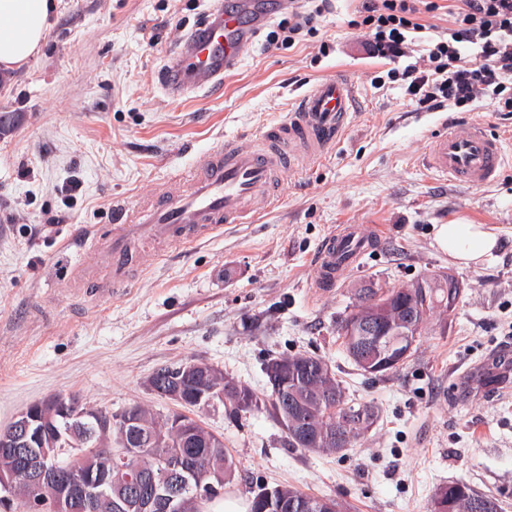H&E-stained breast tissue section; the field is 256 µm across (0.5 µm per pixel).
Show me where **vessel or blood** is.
Segmentation results:
<instances>
[{
	"mask_svg": "<svg viewBox=\"0 0 512 512\" xmlns=\"http://www.w3.org/2000/svg\"><path fill=\"white\" fill-rule=\"evenodd\" d=\"M263 21L255 0H215L204 20L183 37L163 75L173 98L207 92L241 62V51ZM357 104L345 76L318 82L304 91L284 120L265 125L246 141L207 151L185 187L158 192L144 207L115 210L117 231L99 247L113 288L124 287L143 266L158 259L160 244L192 245L227 224L254 220L260 207L280 199L284 175L321 160L336 145ZM506 160L504 140L479 122L452 124L431 137L423 164L441 181L474 187L493 182ZM377 239L354 224L340 226L321 244L316 288L334 287L339 275L374 249ZM98 267H78L76 282H93Z\"/></svg>",
	"mask_w": 512,
	"mask_h": 512,
	"instance_id": "vessel-or-blood-1",
	"label": "vessel or blood"
}]
</instances>
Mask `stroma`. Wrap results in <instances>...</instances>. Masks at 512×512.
<instances>
[{
  "instance_id": "1",
  "label": "stroma",
  "mask_w": 512,
  "mask_h": 512,
  "mask_svg": "<svg viewBox=\"0 0 512 512\" xmlns=\"http://www.w3.org/2000/svg\"><path fill=\"white\" fill-rule=\"evenodd\" d=\"M55 4L41 54L0 76V113L22 115L0 137V428L57 393L115 413L135 404L180 412L147 380L190 360L261 396L264 362L302 353L377 407L376 423L352 448L322 454L289 446L265 411L194 410L237 465L225 493L249 500L259 486L285 484L341 512H429L441 487L463 482L512 512V395L458 388L461 373L512 343V117L485 102L425 112L398 85L375 86L389 64L363 48L358 0H335L315 18L316 36L293 48L254 40L222 86L178 101L161 88L163 65L212 0ZM339 73L358 93L349 126L324 160L288 174L275 207L193 247H167L109 301L78 290L73 271L97 264L115 204L148 202L209 149L285 118L296 93ZM471 122L505 139L497 180L437 181L422 163L430 136ZM459 220L500 230L496 259L449 262L435 235ZM342 224L379 225L383 236L315 295L314 254ZM439 271L461 286L455 310L429 318L399 370H358L338 333L354 285L398 287Z\"/></svg>"
}]
</instances>
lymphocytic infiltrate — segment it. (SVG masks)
I'll use <instances>...</instances> for the list:
<instances>
[{
  "label": "lymphocytic infiltrate",
  "instance_id": "lymphocytic-infiltrate-1",
  "mask_svg": "<svg viewBox=\"0 0 512 512\" xmlns=\"http://www.w3.org/2000/svg\"><path fill=\"white\" fill-rule=\"evenodd\" d=\"M329 7L319 0L312 11L294 7L266 20L267 43L305 41ZM442 7L450 23L441 31L425 16ZM357 12L370 53L394 63L376 85L401 84L410 103L430 112H469L485 99L512 112V0H361Z\"/></svg>",
  "mask_w": 512,
  "mask_h": 512
}]
</instances>
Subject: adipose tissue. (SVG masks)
<instances>
[{
    "label": "adipose tissue",
    "mask_w": 512,
    "mask_h": 512,
    "mask_svg": "<svg viewBox=\"0 0 512 512\" xmlns=\"http://www.w3.org/2000/svg\"><path fill=\"white\" fill-rule=\"evenodd\" d=\"M51 0H0V69L16 70L37 57L51 28ZM451 263L473 266L493 259L499 232L486 224L450 223L436 233Z\"/></svg>",
    "instance_id": "ef3b65f1"
}]
</instances>
